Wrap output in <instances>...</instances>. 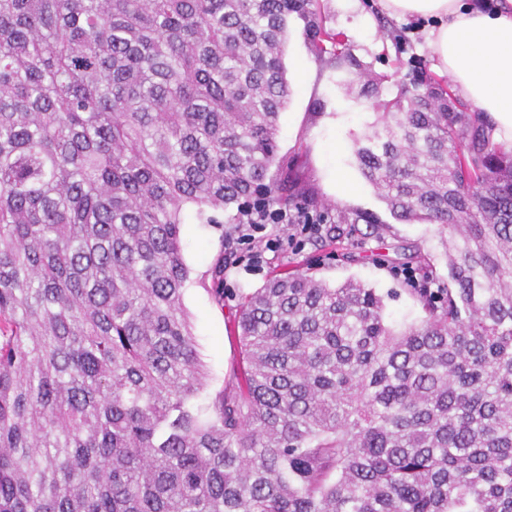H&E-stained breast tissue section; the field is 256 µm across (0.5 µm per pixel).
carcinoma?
<instances>
[{"label":"carcinoma","mask_w":512,"mask_h":512,"mask_svg":"<svg viewBox=\"0 0 512 512\" xmlns=\"http://www.w3.org/2000/svg\"><path fill=\"white\" fill-rule=\"evenodd\" d=\"M294 15L379 96L317 0H0V512H512V146L430 73L354 155L447 235L448 282L397 330L292 267L242 295L245 366L199 404L185 208L319 206L277 140Z\"/></svg>","instance_id":"cac0c4a2"}]
</instances>
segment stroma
I'll list each match as a JSON object with an SVG mask.
<instances>
[{
	"mask_svg": "<svg viewBox=\"0 0 512 512\" xmlns=\"http://www.w3.org/2000/svg\"><path fill=\"white\" fill-rule=\"evenodd\" d=\"M325 24L342 35L352 54L382 79V99L395 97L399 83L410 81L417 68L435 72L428 46L429 28L417 17L395 18L377 0H321ZM285 63L293 93L280 117L281 152L294 159L292 181L312 193L330 220L303 249L280 245L266 252L261 264L231 259L224 263L225 297L216 303L211 270L223 250L222 229L197 223L193 210L184 213L181 247L190 279L183 304L199 359L207 376L202 401L213 400L222 384L234 383L241 347L231 315L241 294L262 287L283 267L301 266L306 273L338 285L354 279L385 295V317L394 327L418 322L420 305L394 268L368 260L384 248L403 254L406 265L429 262L439 279L448 277L443 237L436 225L395 218L360 173L354 158L357 139L375 121L372 99L350 91L348 74L330 59H318L299 18L289 22ZM345 179L348 190L337 181Z\"/></svg>",
	"mask_w": 512,
	"mask_h": 512,
	"instance_id": "stroma-1",
	"label": "stroma"
}]
</instances>
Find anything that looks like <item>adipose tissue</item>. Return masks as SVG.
I'll use <instances>...</instances> for the list:
<instances>
[{"instance_id": "ef3b65f1", "label": "adipose tissue", "mask_w": 512, "mask_h": 512, "mask_svg": "<svg viewBox=\"0 0 512 512\" xmlns=\"http://www.w3.org/2000/svg\"><path fill=\"white\" fill-rule=\"evenodd\" d=\"M398 17L432 21L430 47L459 94L512 142V0L486 9L469 0H379Z\"/></svg>"}]
</instances>
